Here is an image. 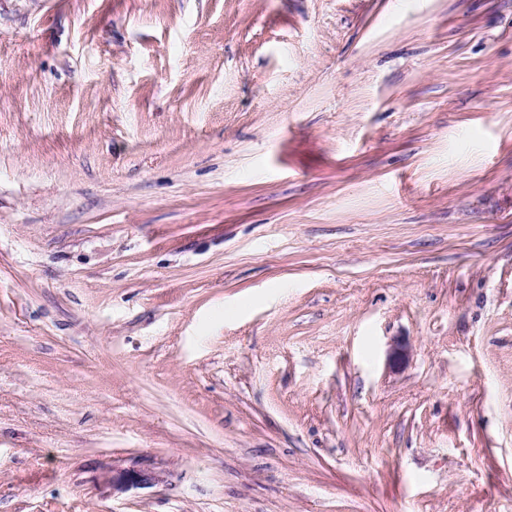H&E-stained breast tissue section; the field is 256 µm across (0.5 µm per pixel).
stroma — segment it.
<instances>
[{
    "mask_svg": "<svg viewBox=\"0 0 512 512\" xmlns=\"http://www.w3.org/2000/svg\"><path fill=\"white\" fill-rule=\"evenodd\" d=\"M0 512H512V0H0Z\"/></svg>",
    "mask_w": 512,
    "mask_h": 512,
    "instance_id": "stroma-1",
    "label": "stroma"
}]
</instances>
